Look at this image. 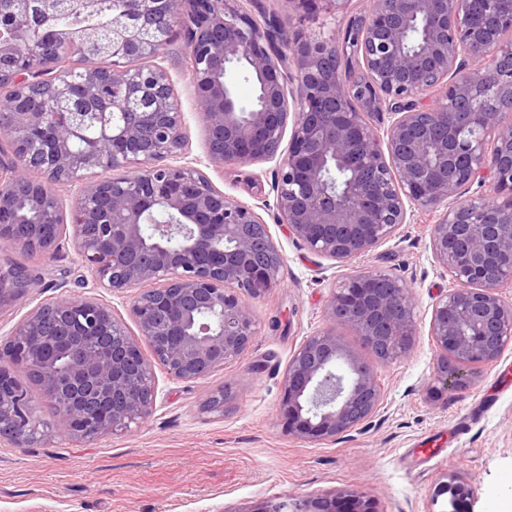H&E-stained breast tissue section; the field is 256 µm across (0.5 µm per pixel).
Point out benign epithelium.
Listing matches in <instances>:
<instances>
[{"label": "benign epithelium", "instance_id": "7a95c632", "mask_svg": "<svg viewBox=\"0 0 512 512\" xmlns=\"http://www.w3.org/2000/svg\"><path fill=\"white\" fill-rule=\"evenodd\" d=\"M22 0L0 23V89L15 98L0 116L11 145L0 157V240L52 256L71 233L93 287L139 290L130 304L146 358L125 322L94 297L60 295L33 308L0 348V437L37 442V406L9 378L17 359L35 372L43 396L74 436L93 439L148 419L154 367L201 380L237 359L256 335L245 298L279 283L283 254L260 215L217 189L197 167L168 160L187 145L184 112L164 67H145L177 34L211 166L278 155L276 208L288 232L312 253L339 261L363 256L405 223L407 207L436 210V260L457 287L434 305L435 392L468 389L467 371L496 362L512 343V77L496 65L512 55V9L502 0H370L342 41L294 30L291 11L312 0H282L276 34L239 0ZM56 14L88 16L80 28L45 30ZM80 55L82 72L61 65ZM297 65L288 95L282 68ZM122 60L108 69L100 61ZM54 82L44 88V72ZM255 87L241 105L233 76ZM440 95L419 104L429 89ZM389 112L381 131L364 112ZM38 170L42 178L28 176ZM345 176L341 189L327 174ZM120 171L112 177L109 172ZM491 181L498 198L466 197ZM74 192L66 212L55 191ZM30 278L0 273V309L22 301ZM406 283L379 272L343 281L326 308L328 326L291 357L281 408L292 434L334 441L370 419L381 390L373 369L353 359L336 334L348 325L382 360L407 356L416 331ZM349 491L265 505L259 512H337Z\"/></svg>", "mask_w": 512, "mask_h": 512}]
</instances>
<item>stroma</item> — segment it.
I'll list each match as a JSON object with an SVG mask.
<instances>
[{"label": "stroma", "instance_id": "obj_1", "mask_svg": "<svg viewBox=\"0 0 512 512\" xmlns=\"http://www.w3.org/2000/svg\"><path fill=\"white\" fill-rule=\"evenodd\" d=\"M164 65L181 101L189 138L186 161L204 160L205 132L193 106L182 39L168 46ZM255 160L205 175L235 200L256 207L279 246V284L252 300L256 336L240 357L208 378L186 381L155 366L156 407L125 432L71 437L40 400L27 368L12 364L47 413L44 437L16 448L0 439V512H257L270 500H310L353 491L376 512H446L449 479L470 488L461 512H502L512 501V345L493 364L471 370L463 394L433 393L436 356L430 335L433 307L454 288L430 245L434 212L408 213L405 224L368 254L348 261L318 257L289 235L275 206L279 160ZM23 268L31 286L22 303L0 310V344L32 308L67 294L91 296L129 321L126 298L84 283L71 239L52 257L0 244V270ZM381 272L406 281L416 302L411 352L384 362L349 326L336 333L347 351L377 373L379 412L332 441L301 440L281 410L284 375L294 351L328 324L325 309L345 279ZM229 400L205 411L212 391Z\"/></svg>", "mask_w": 512, "mask_h": 512}]
</instances>
